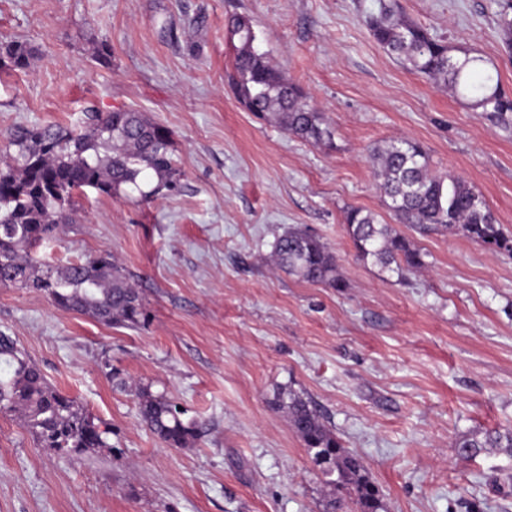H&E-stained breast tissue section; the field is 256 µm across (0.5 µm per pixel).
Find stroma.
Returning <instances> with one entry per match:
<instances>
[{
	"label": "stroma",
	"instance_id": "35a3bbf8",
	"mask_svg": "<svg viewBox=\"0 0 512 512\" xmlns=\"http://www.w3.org/2000/svg\"><path fill=\"white\" fill-rule=\"evenodd\" d=\"M436 39L492 61L512 95L496 0H400ZM377 0H0V41L36 51L0 67V160L18 125H79L133 109L167 128L177 190L150 202L90 191L39 259L107 250L141 292L139 327L0 287V331L112 433L81 455L40 447L0 415V512H322L318 471L276 394L310 398L364 461L385 512H512V457L457 456L461 437L512 430V255L398 225L425 265L406 278L358 258L344 212L393 216L372 147L407 138L462 177L512 236V122L473 110L375 41ZM249 16L273 66L334 127L302 142L257 118L226 80L227 20ZM112 50L110 64L97 58ZM336 254L340 288L277 268L288 228ZM198 419L186 448L142 422L134 388Z\"/></svg>",
	"mask_w": 512,
	"mask_h": 512
}]
</instances>
